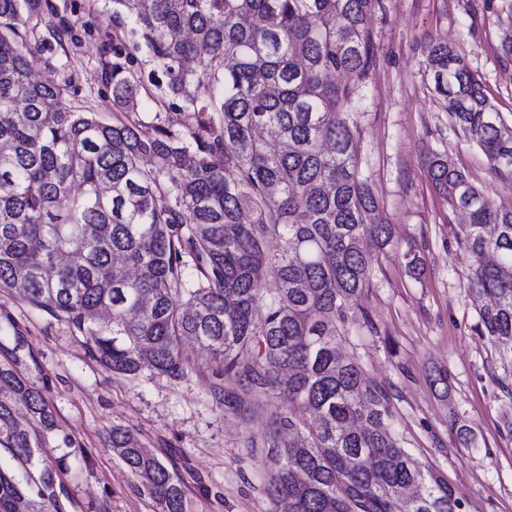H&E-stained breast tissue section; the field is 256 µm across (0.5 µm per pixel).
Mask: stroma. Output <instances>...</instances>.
I'll use <instances>...</instances> for the list:
<instances>
[{"mask_svg":"<svg viewBox=\"0 0 512 512\" xmlns=\"http://www.w3.org/2000/svg\"><path fill=\"white\" fill-rule=\"evenodd\" d=\"M69 23L65 44L46 40L30 60L36 77L69 81L66 103L112 120V87L102 74L112 44L110 0H50ZM370 28L375 62L356 86L350 117L360 177L391 226L375 254L351 317H367L342 344L346 357L390 393L399 439L414 458L447 479L464 512H512V376L480 332L479 307L466 291L473 260L458 240L465 217L435 189L427 163L447 155L492 204L512 209V175L495 171L448 117L425 71L424 46L452 44L499 112L512 114V0H382ZM423 259L411 272L407 254ZM182 379L104 370L78 332L0 290V363L42 392L55 430L40 444L56 464L63 512H162L113 453V427L132 430L187 486V512H269L261 436L269 407L255 404L248 423L225 418L210 398L217 362L196 350ZM470 429L461 445L456 430Z\"/></svg>","mask_w":512,"mask_h":512,"instance_id":"35a3bbf8","label":"stroma"}]
</instances>
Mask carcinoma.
Instances as JSON below:
<instances>
[{
	"instance_id": "cac0c4a2",
	"label": "carcinoma",
	"mask_w": 512,
	"mask_h": 512,
	"mask_svg": "<svg viewBox=\"0 0 512 512\" xmlns=\"http://www.w3.org/2000/svg\"><path fill=\"white\" fill-rule=\"evenodd\" d=\"M112 123L64 103L69 84L32 79L42 31L71 28L47 0H0V289L72 326L105 369L183 379L189 344L219 360L210 397L227 417L270 404L261 436L270 512H461L442 477L404 448L386 393L341 354L348 316L391 227L379 214L348 112L373 63L367 19L381 0H113ZM156 68L143 78L130 49ZM434 92L492 167L512 172V120L447 43L425 46ZM182 103L183 129L137 115L147 85ZM276 133L280 147L270 149ZM428 173L465 212L466 292L512 370V210L448 159ZM281 248L272 253L269 240ZM288 394V406L275 403ZM23 404L29 425L16 418ZM54 419L0 365V512H60L39 453ZM161 504L186 512L185 483L129 429L110 436Z\"/></svg>"
}]
</instances>
